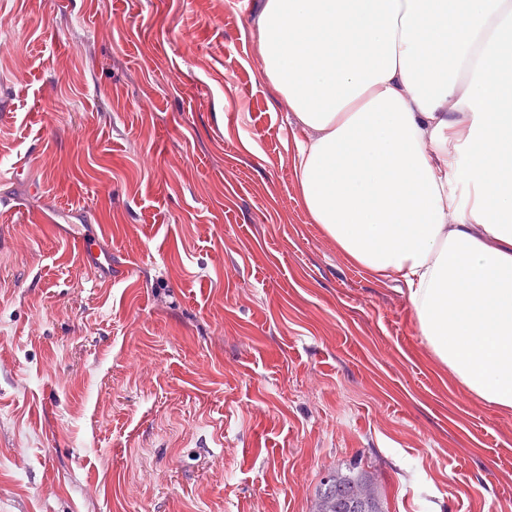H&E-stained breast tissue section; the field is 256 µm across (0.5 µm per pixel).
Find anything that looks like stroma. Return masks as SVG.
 <instances>
[{"label": "stroma", "mask_w": 512, "mask_h": 512, "mask_svg": "<svg viewBox=\"0 0 512 512\" xmlns=\"http://www.w3.org/2000/svg\"><path fill=\"white\" fill-rule=\"evenodd\" d=\"M260 7L0 0V512H309L354 463L389 512H512V410L299 201Z\"/></svg>", "instance_id": "35a3bbf8"}]
</instances>
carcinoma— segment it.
Listing matches in <instances>:
<instances>
[{
	"label": "carcinoma",
	"mask_w": 512,
	"mask_h": 512,
	"mask_svg": "<svg viewBox=\"0 0 512 512\" xmlns=\"http://www.w3.org/2000/svg\"><path fill=\"white\" fill-rule=\"evenodd\" d=\"M331 504L332 512H386V499L369 471L358 467L330 469L321 478L314 500Z\"/></svg>",
	"instance_id": "cac0c4a2"
}]
</instances>
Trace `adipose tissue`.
I'll return each instance as SVG.
<instances>
[{"label":"adipose tissue","instance_id":"ef3b65f1","mask_svg":"<svg viewBox=\"0 0 512 512\" xmlns=\"http://www.w3.org/2000/svg\"><path fill=\"white\" fill-rule=\"evenodd\" d=\"M253 37L313 223L512 410V0H263Z\"/></svg>","mask_w":512,"mask_h":512}]
</instances>
